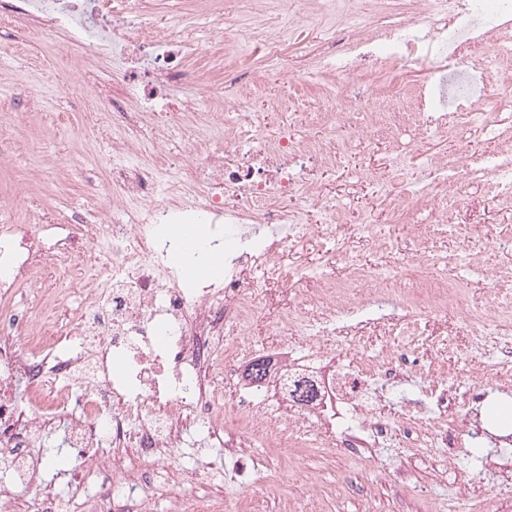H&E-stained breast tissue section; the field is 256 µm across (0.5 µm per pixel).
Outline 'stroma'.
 <instances>
[{"label": "stroma", "instance_id": "obj_1", "mask_svg": "<svg viewBox=\"0 0 512 512\" xmlns=\"http://www.w3.org/2000/svg\"><path fill=\"white\" fill-rule=\"evenodd\" d=\"M225 2L147 0L150 11H182L195 20L190 37L197 55L188 82L180 87L182 93H197L223 81L228 70L258 68L275 77L288 64L301 71L295 93L306 111H316L321 98L338 96L335 82L322 67L331 46L321 31L297 27L282 63L258 53L236 59L214 53L209 23L224 12ZM84 70L82 55L61 53L49 40L30 39L23 21L0 25V84L14 88L13 96L0 97V195L13 193L21 178L29 180L26 200L11 212L0 213V224H26L38 218L51 222L63 216L83 224L111 223L102 171L112 165V136L121 130L113 121L112 95L106 90L112 82V66L104 64L88 82ZM25 108L37 112L35 121L19 123L16 112ZM361 126V115H352L346 127L348 154L342 164L333 170H314L313 175L329 200L345 210L348 222L357 225L354 252L372 261L375 249L361 225L367 217L377 224L384 222L386 191L420 187L431 155H450L464 146L487 150L491 143L482 129L461 127L454 134L426 139L400 169L393 163L386 133H377L365 144L358 138ZM459 204L462 221L437 242V257L429 271L438 274L454 268L467 288L466 303L482 307L492 300L490 286L462 256L467 247L476 246L485 262L512 269V211L476 185L462 186ZM433 339L447 344V356L425 359L422 374L400 384V396L416 399L428 373L444 364L465 375L476 356L477 335L455 317L440 319ZM27 445L32 461L55 458L69 466L66 474L52 467L39 476L41 484L52 486L61 512H82L84 489L106 488L129 475L125 469H99L95 461L77 456L65 447L59 427L48 438L33 429ZM239 456L247 470L274 473V480L249 490L243 483L214 478L211 468L223 466V448L211 445L205 434L186 433L181 448L157 473L153 512H169L172 500L183 492L186 468L198 471L192 497L219 506L247 492L253 512H430L433 503L447 500L451 484L463 479L471 467L462 449L448 447L436 453L382 448L362 466L350 464L339 448H299L283 462L259 441L240 449ZM469 512H512V470L485 466L483 478L472 486Z\"/></svg>", "mask_w": 512, "mask_h": 512}]
</instances>
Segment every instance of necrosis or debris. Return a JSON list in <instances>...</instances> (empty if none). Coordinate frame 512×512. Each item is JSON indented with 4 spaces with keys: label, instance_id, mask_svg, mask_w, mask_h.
Masks as SVG:
<instances>
[{
    "label": "necrosis or debris",
    "instance_id": "obj_1",
    "mask_svg": "<svg viewBox=\"0 0 512 512\" xmlns=\"http://www.w3.org/2000/svg\"><path fill=\"white\" fill-rule=\"evenodd\" d=\"M141 9L142 0H0V23L31 21L36 39L63 32L67 49L85 50L91 69L114 60L112 81L132 105H114L115 117L132 126L150 115L155 132L148 159L128 162L124 145L112 148L120 159L112 167V223L0 225V384L19 374L29 381L25 401L0 397V468L22 487L36 486L22 440L39 422L66 425L68 446L95 461L117 465L134 457L135 476L89 494L96 512H125L131 501L148 506L152 475L194 428L223 437L233 455L255 436L272 448H297L320 426L328 447L359 462L397 435L405 446L419 438L428 448L447 446L457 429L468 445L488 437L481 383L491 376L507 390L512 379L487 366L469 369L473 386L464 392L452 371H435L422 417L406 416L386 394L415 373L411 356L430 350L429 328L448 312L477 332L512 333L511 271L481 265L497 298L480 308L465 303L455 273L423 274L434 243L447 234L429 219L450 207L459 182L482 183L493 200L512 207V120L500 119L502 106L492 96L512 80V0H408L400 21H364L328 55L325 68L341 86L367 70L422 73L400 89L397 111L372 113L361 130L368 139L389 126L394 157L403 154L401 134L419 143L478 120L493 127L497 142L490 152L432 155L423 187L388 194V222L412 225L420 247L408 261L386 234H372L375 264L352 254L351 225L304 173L310 162L322 169L341 164L345 125L335 113H321L323 132L314 138L297 136L295 124L270 128L282 99L269 93L258 70L231 92L177 93L192 47L179 38L178 21L148 18ZM286 31L278 15L243 29L228 22L220 46L228 57L256 50L278 60L288 49ZM478 42L491 44L493 55L475 64L467 50ZM174 128L189 145L179 163L166 150ZM188 222L222 225L206 248L223 249L227 238L238 245L223 250L221 277L185 287L168 260L180 242L159 229ZM101 236L112 242V262L95 265L76 325L54 318L62 304L57 291L45 294L38 312L16 313L17 291L36 285L43 264L68 263ZM310 244L321 267L315 277L289 261L294 248ZM375 320L391 324L381 348L346 353L335 344L347 327ZM259 324L276 338L273 377L309 376L318 392L312 402L294 403L281 389L273 407L265 392L241 382L235 367L252 356ZM304 338L312 361H289V342ZM230 388L236 398L228 408ZM36 496L39 512H59L49 489L37 488Z\"/></svg>",
    "mask_w": 512,
    "mask_h": 512
}]
</instances>
